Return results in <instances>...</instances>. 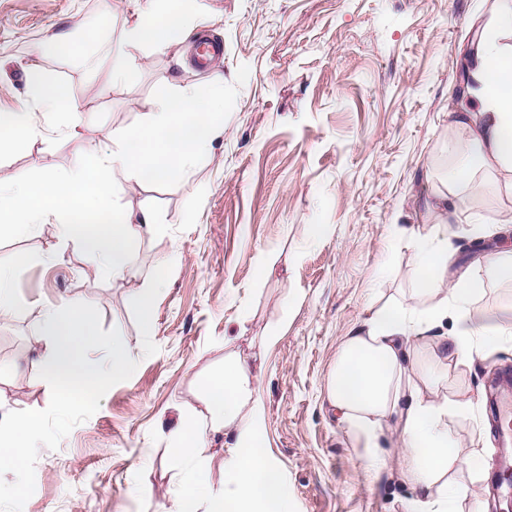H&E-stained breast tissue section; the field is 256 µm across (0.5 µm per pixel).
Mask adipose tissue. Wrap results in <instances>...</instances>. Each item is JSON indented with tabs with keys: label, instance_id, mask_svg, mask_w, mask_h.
<instances>
[{
	"label": "adipose tissue",
	"instance_id": "ef3b65f1",
	"mask_svg": "<svg viewBox=\"0 0 512 512\" xmlns=\"http://www.w3.org/2000/svg\"><path fill=\"white\" fill-rule=\"evenodd\" d=\"M132 2L135 19L112 48L116 83L127 76L131 49L148 42L164 50L188 33L181 0ZM467 65L469 96L451 112L458 162L448 179L469 181L478 192L484 184L474 173L497 172L512 191V0H495L490 21L478 26ZM24 73V105L0 113V150L21 138L40 139L44 112L69 113L68 134L79 125V108L63 83L50 80L36 62ZM223 131V75L213 77L206 98L193 86H174L152 102L144 124L113 132L109 148L91 147L90 163H76L60 176L0 183V231L26 237L53 225L56 238L78 248L94 271L126 278L132 271L131 246L153 227V216L145 210L137 218L116 217L108 172L137 182L182 174L208 157ZM461 206L450 193L436 192L426 200L432 227L417 247L415 298L373 307L368 319L352 327L326 384L338 421L366 448L373 471L383 467L377 453L383 429L395 424L398 471L417 492L407 512H454L467 490L452 473L474 463L460 457L448 437V418L462 410V403L424 394L408 376L407 360L424 343L440 344V355L421 367L432 378L448 364H469L476 353L512 342L511 307L477 312L470 306L484 288L481 279L463 273L453 286L445 284L452 257L448 226ZM419 298L429 300V307L417 309ZM206 392L207 422L183 416L169 434L179 487L176 512H290L281 475L265 452L259 373L247 358L225 354ZM219 439L231 441L232 452L223 462L224 480L216 485L206 451Z\"/></svg>",
	"mask_w": 512,
	"mask_h": 512
}]
</instances>
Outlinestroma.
<instances>
[{"instance_id":"35a3bbf8","label":"stroma","mask_w":512,"mask_h":512,"mask_svg":"<svg viewBox=\"0 0 512 512\" xmlns=\"http://www.w3.org/2000/svg\"><path fill=\"white\" fill-rule=\"evenodd\" d=\"M481 0H186L193 29L183 45L130 53V76L110 79L112 44L129 0H0V111L16 107L24 65L40 60L69 85L81 111L76 136L61 112L41 120L46 137L0 152V180L59 176L91 140L142 125L172 85L207 91L224 75V133L208 160L174 180L137 183L109 173L119 213L150 209L157 223L135 247L131 277L91 270L51 225L24 238L0 234L19 305L0 321V417L45 409L48 384L32 362L46 348L42 312L85 302L103 329H117L138 366L58 449L40 448L35 491L23 512H170L176 490L169 432L225 347L262 366L265 451L280 469L291 512H406L413 488L397 475L398 439L387 431L386 470L367 472L365 449L330 409L326 382L344 336L374 303L396 304L417 286V241L430 225L423 199L447 189L455 165L449 113L463 87L460 58ZM98 40L89 44L87 32ZM59 37L63 55L39 53ZM448 236V272L484 282L473 310L512 304V289L485 255L467 250L470 215L498 222L512 195L490 182L462 190ZM156 291L155 325L143 329L133 292ZM278 340L263 344L268 331ZM512 369V344L449 365L443 385L464 403L449 416L461 453L479 471L456 472L463 512H502L494 494L499 444L481 405L497 370Z\"/></svg>"}]
</instances>
